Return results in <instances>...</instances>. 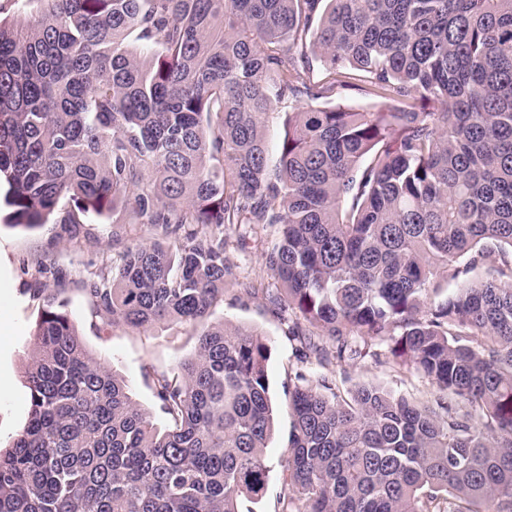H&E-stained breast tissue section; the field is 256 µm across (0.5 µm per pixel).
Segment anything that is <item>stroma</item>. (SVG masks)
Wrapping results in <instances>:
<instances>
[{
  "instance_id": "35a3bbf8",
  "label": "stroma",
  "mask_w": 512,
  "mask_h": 512,
  "mask_svg": "<svg viewBox=\"0 0 512 512\" xmlns=\"http://www.w3.org/2000/svg\"><path fill=\"white\" fill-rule=\"evenodd\" d=\"M88 234L71 241L59 240L54 225L26 231L0 223V446L6 445L20 429L28 410V393L23 372L33 355V309L29 291L55 288L58 278L69 284V310L87 346L113 365L126 380L138 402L151 412L159 406L144 379L148 369L172 370L189 355L196 342L191 330L180 324L162 323L148 330L122 325L102 327V319L93 312L91 298L81 291V277L109 263L113 257L112 235L120 233L125 243L147 242L150 233L133 215L124 224H91ZM273 235L272 228L234 225L225 229L226 256L236 281L252 284L255 295L226 290L224 300L213 310V321H227L257 330L271 348L268 371L271 387L279 405L277 426L264 450L270 494L261 501H242L241 512H272L271 494L280 485L282 465L288 455L291 419L285 408L284 389L289 376L322 374L315 359L300 358L297 344L288 337V323L269 303L281 291L280 282L266 271L262 253ZM331 377L340 394L355 384L374 383L419 399L433 396L435 389L421 376L397 366L367 358L355 363L345 361L332 366Z\"/></svg>"
}]
</instances>
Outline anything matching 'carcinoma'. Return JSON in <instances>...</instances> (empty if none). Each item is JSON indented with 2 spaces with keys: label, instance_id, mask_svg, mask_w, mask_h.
<instances>
[{
  "label": "carcinoma",
  "instance_id": "carcinoma-1",
  "mask_svg": "<svg viewBox=\"0 0 512 512\" xmlns=\"http://www.w3.org/2000/svg\"><path fill=\"white\" fill-rule=\"evenodd\" d=\"M338 87L391 105H313ZM285 101L272 165L265 119ZM0 211L69 240L132 212L155 241L112 237V265L80 281L95 313L202 327L176 370L147 376L159 424L86 345L66 283L33 289L0 512L266 496L270 347L208 323L234 224L280 228L263 265L303 355L378 361L382 342L437 389L343 399L295 376L273 512H512V0H0ZM446 274L466 279L448 290Z\"/></svg>",
  "mask_w": 512,
  "mask_h": 512
}]
</instances>
